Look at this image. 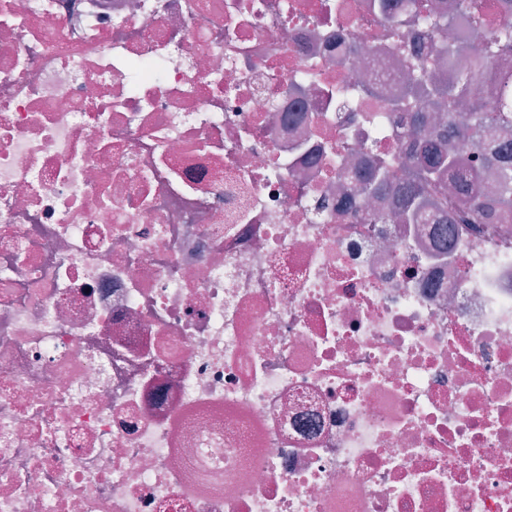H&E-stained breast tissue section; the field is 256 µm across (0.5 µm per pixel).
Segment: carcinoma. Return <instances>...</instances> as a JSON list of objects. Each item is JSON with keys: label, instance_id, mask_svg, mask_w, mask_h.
<instances>
[{"label": "carcinoma", "instance_id": "cac0c4a2", "mask_svg": "<svg viewBox=\"0 0 512 512\" xmlns=\"http://www.w3.org/2000/svg\"><path fill=\"white\" fill-rule=\"evenodd\" d=\"M378 12L396 30L422 31L428 36L417 57L407 42L400 45L411 67L408 84L418 90L411 147L399 158V212L402 224H446L439 205L450 199L463 224H500L512 215V146H489L498 129L512 127V69L495 66L512 52V0H452L448 11L436 12L414 0H379ZM490 29L484 40L462 36ZM488 78V94H476L480 77ZM448 113L443 121L437 114ZM496 170L498 189L485 196L479 176ZM391 180L379 163L357 178L358 190L375 194Z\"/></svg>", "mask_w": 512, "mask_h": 512}]
</instances>
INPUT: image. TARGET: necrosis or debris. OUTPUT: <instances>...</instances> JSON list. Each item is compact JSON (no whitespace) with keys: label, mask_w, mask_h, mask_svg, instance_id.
Listing matches in <instances>:
<instances>
[{"label":"necrosis or debris","mask_w":512,"mask_h":512,"mask_svg":"<svg viewBox=\"0 0 512 512\" xmlns=\"http://www.w3.org/2000/svg\"><path fill=\"white\" fill-rule=\"evenodd\" d=\"M370 2L0 0V512H512V223L337 192Z\"/></svg>","instance_id":"4bbe7bcc"}]
</instances>
